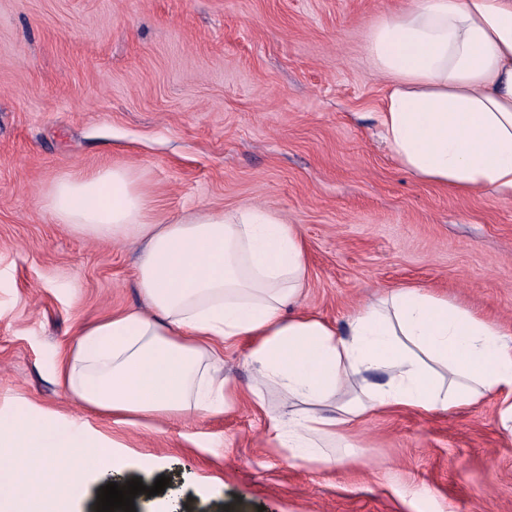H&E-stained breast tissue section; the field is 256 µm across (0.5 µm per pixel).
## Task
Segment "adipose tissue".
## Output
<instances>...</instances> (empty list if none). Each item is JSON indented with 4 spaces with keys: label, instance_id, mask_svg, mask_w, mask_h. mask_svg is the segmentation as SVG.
I'll return each mask as SVG.
<instances>
[{
    "label": "adipose tissue",
    "instance_id": "obj_1",
    "mask_svg": "<svg viewBox=\"0 0 512 512\" xmlns=\"http://www.w3.org/2000/svg\"><path fill=\"white\" fill-rule=\"evenodd\" d=\"M367 52L390 80L379 127L395 160L419 180L512 199V0H413L371 30ZM46 207L80 233L143 245L149 312L82 327L52 370L89 413L146 428L224 413L244 394L225 379L222 350L245 339L252 406L265 409L264 385L284 395L270 426L287 463L337 467L330 445L379 411L451 412L489 396L512 439V333L462 303L393 288L338 331L296 308L307 261L294 225L256 205L156 223L125 168L68 174ZM117 446L81 418L0 412V512H66L89 479L157 469V457Z\"/></svg>",
    "mask_w": 512,
    "mask_h": 512
}]
</instances>
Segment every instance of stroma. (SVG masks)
Wrapping results in <instances>:
<instances>
[{
	"label": "stroma",
	"mask_w": 512,
	"mask_h": 512,
	"mask_svg": "<svg viewBox=\"0 0 512 512\" xmlns=\"http://www.w3.org/2000/svg\"><path fill=\"white\" fill-rule=\"evenodd\" d=\"M411 3L0 0V409L85 416L51 377L57 354L81 326L145 307L139 245L44 206L77 170L129 169L158 222L275 212L306 250L300 310L336 326L420 286L512 329V200L419 181L378 135L388 79L368 35ZM499 408L373 416L331 470L281 460L246 402L119 439L159 456L182 512H512ZM170 496L137 495L136 512Z\"/></svg>",
	"instance_id": "stroma-1"
}]
</instances>
